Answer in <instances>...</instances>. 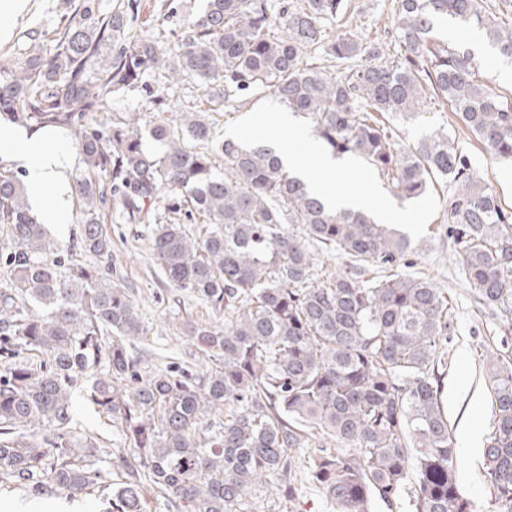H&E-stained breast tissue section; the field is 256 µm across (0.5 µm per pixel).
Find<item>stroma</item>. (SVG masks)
<instances>
[{"label":"stroma","instance_id":"35a3bbf8","mask_svg":"<svg viewBox=\"0 0 512 512\" xmlns=\"http://www.w3.org/2000/svg\"><path fill=\"white\" fill-rule=\"evenodd\" d=\"M345 4L343 19L362 44L386 39L385 29L395 11L396 0H345ZM205 6L206 0H92L98 14L124 12L131 33L147 31L169 44L180 33L187 14L201 13ZM72 13L71 0H30L9 39L0 40V65L29 48L32 41L49 43ZM475 59L477 79L503 103L512 104V62H492L486 52L476 54ZM159 109L173 125L178 124L183 112L206 111L218 141L252 140L254 124L267 120L271 126L266 140L276 145L288 138L290 128L307 124L305 118L290 114L265 90L248 93L234 105L210 110L206 93L195 82L189 80L179 88H169L160 69L147 71L135 90L107 100L95 123L99 126L109 123L113 113L126 112L136 116L140 129L146 131ZM427 110L424 123L402 126L404 140L414 142L438 128H445L467 156L473 174L488 182L503 208L512 211V182L503 177L512 163L497 158L482 146L445 103L430 101ZM331 187L339 193L362 194L373 204L390 202L416 225L409 233L416 249L410 270L415 275L430 277L447 293L450 304L452 328L444 400L460 459L459 484L473 501L475 512H489L492 493L482 477V450L469 447L468 436L472 433L487 436L493 425L492 403L484 375L486 350L499 340L500 321L497 311L481 303L457 263L455 247L447 234L451 191L441 183L434 193L421 200L399 201L378 172L356 158L347 159L343 173L337 175ZM102 228L112 241V257L103 266V274L134 289L136 307L147 330L143 339L131 343V352L143 355L153 369L165 368L173 361L198 373L206 371L209 363L194 351L183 333L182 321L189 316L212 321L216 315L209 305L168 283L151 249L152 223H130L119 207L112 205L102 212ZM74 418L76 434L97 435L100 448L123 455L128 464H135L122 430L95 413L84 400H76ZM297 456V498L274 500L257 493L253 505L259 512H333L308 473L307 449H298ZM0 512H112L111 493L97 490L73 496L54 489L37 497L0 475Z\"/></svg>","mask_w":512,"mask_h":512}]
</instances>
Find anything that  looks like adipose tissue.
Instances as JSON below:
<instances>
[{
    "mask_svg": "<svg viewBox=\"0 0 512 512\" xmlns=\"http://www.w3.org/2000/svg\"><path fill=\"white\" fill-rule=\"evenodd\" d=\"M281 157L296 174L309 178L315 191L325 192L323 184L310 179L309 167L290 143L279 146ZM0 159L18 164L24 171L30 200L42 223L66 227L73 221L68 199L69 173L73 158L61 142L51 141L46 135H33L23 130L0 128ZM332 206L354 210L368 208L362 195L325 192Z\"/></svg>",
    "mask_w": 512,
    "mask_h": 512,
    "instance_id": "adipose-tissue-1",
    "label": "adipose tissue"
}]
</instances>
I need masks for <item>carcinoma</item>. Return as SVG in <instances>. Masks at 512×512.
<instances>
[{
	"label": "carcinoma",
	"mask_w": 512,
	"mask_h": 512,
	"mask_svg": "<svg viewBox=\"0 0 512 512\" xmlns=\"http://www.w3.org/2000/svg\"><path fill=\"white\" fill-rule=\"evenodd\" d=\"M481 2L397 0L394 42L366 51L349 30L326 33L342 0L284 3L276 13L268 0H206L170 49L151 35L128 37L123 12L101 17L82 3L51 47L0 66L1 113L76 140L82 251L112 256L101 227L112 195L134 222L165 197L174 210L186 205L208 228L194 237L158 222L153 252L174 287L224 312L222 324L184 321L209 371L149 368L127 350L147 333L132 290L84 262L60 271L20 179L0 164V233L10 242L0 259L14 282L0 293V475L34 496L99 484L101 448L72 432L73 395L86 380L84 398L121 427L142 466L115 490L114 512H143L146 484L181 512H255L250 502L264 485L291 500L290 450L309 446L310 476L335 512H373L376 500L404 496L410 512H474L442 401L448 297L403 270L411 240L361 211L328 208L271 145L213 142L199 111L176 128L155 123L156 148L124 114L101 130L85 120L159 66L197 82L214 103L266 88L310 120L324 149L364 161L397 198L454 186L448 236L460 266L485 303L509 310L512 214L448 134L405 144L386 123L418 120L433 95L488 150L512 159V105L475 78L474 55L434 40L451 19L478 27L512 59V27L498 26ZM309 48L345 67L304 62ZM363 52L365 63H352ZM311 243L349 264L317 280ZM370 263L381 274L364 280ZM500 332L501 349L487 360L494 419L482 469L490 512H512V319ZM221 409L224 420L209 421Z\"/></svg>",
	"instance_id": "obj_1"
}]
</instances>
